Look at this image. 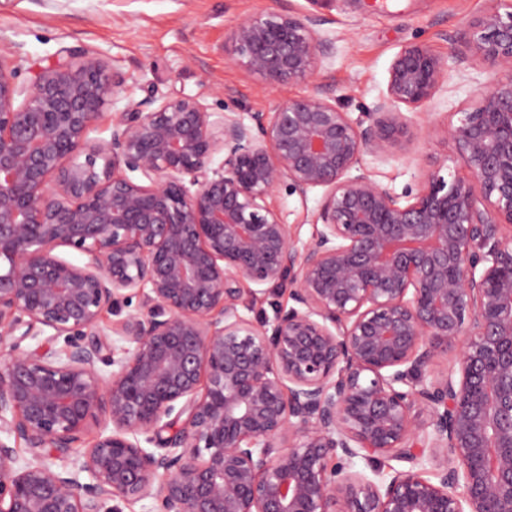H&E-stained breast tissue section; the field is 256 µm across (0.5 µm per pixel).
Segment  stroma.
Returning a JSON list of instances; mask_svg holds the SVG:
<instances>
[{"label":"stroma","mask_w":512,"mask_h":512,"mask_svg":"<svg viewBox=\"0 0 512 512\" xmlns=\"http://www.w3.org/2000/svg\"><path fill=\"white\" fill-rule=\"evenodd\" d=\"M491 6L490 0H0V51L10 52L22 70L47 65L61 48L96 51L110 71L126 81V97L106 99L103 117L91 131L109 138L112 118L127 98L162 100L176 95L204 97L212 111L234 108L243 117L270 111L278 102L315 94L358 116L385 92L388 69L405 45L420 42L447 55L451 34ZM292 8L316 10L334 39L336 52L319 83L266 87L228 60L230 33L244 15ZM490 76L479 62L465 73H451L434 97L412 116L413 137L379 160L362 163L382 184L395 191L416 185L437 164L460 169L442 133L454 112L470 104L479 84ZM320 191L307 198L278 194L273 206L293 237L313 232L308 217Z\"/></svg>","instance_id":"obj_1"}]
</instances>
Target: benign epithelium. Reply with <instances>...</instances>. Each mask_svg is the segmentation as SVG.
<instances>
[{
	"mask_svg": "<svg viewBox=\"0 0 512 512\" xmlns=\"http://www.w3.org/2000/svg\"><path fill=\"white\" fill-rule=\"evenodd\" d=\"M492 2L448 57L404 46L356 119L317 95L249 123L130 99L92 140L124 78L64 49L21 84L0 54V434L29 452L0 440V512H512V0ZM324 23L246 15L230 61L319 81ZM472 58L494 79L444 130L463 171L378 182L362 157L392 156L401 108ZM282 189L321 191L304 242ZM243 281L294 305L254 321ZM134 297L118 351L99 322ZM382 457L408 467L352 469ZM127 100L121 96L112 99V95L109 96L103 106V117L99 124L91 131L90 138L93 139H108L112 132V118L116 116L118 112H121L126 105Z\"/></svg>",
	"mask_w": 512,
	"mask_h": 512,
	"instance_id": "1",
	"label": "benign epithelium"
}]
</instances>
